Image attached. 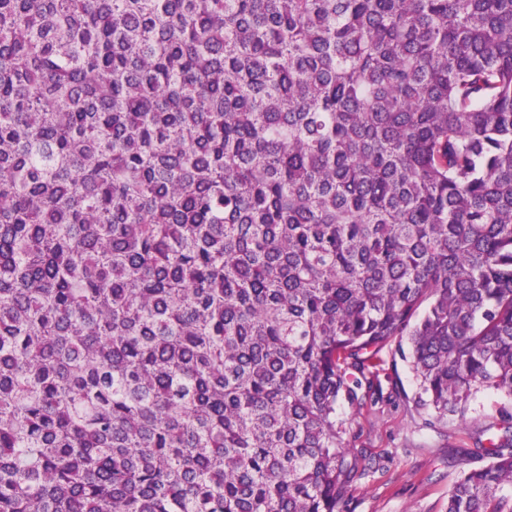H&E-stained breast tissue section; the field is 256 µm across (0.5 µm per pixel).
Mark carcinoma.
Returning <instances> with one entry per match:
<instances>
[{
    "label": "carcinoma",
    "instance_id": "1",
    "mask_svg": "<svg viewBox=\"0 0 512 512\" xmlns=\"http://www.w3.org/2000/svg\"><path fill=\"white\" fill-rule=\"evenodd\" d=\"M405 336L512 398V0H0V512H352Z\"/></svg>",
    "mask_w": 512,
    "mask_h": 512
}]
</instances>
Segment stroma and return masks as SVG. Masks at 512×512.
<instances>
[{"label":"stroma","mask_w":512,"mask_h":512,"mask_svg":"<svg viewBox=\"0 0 512 512\" xmlns=\"http://www.w3.org/2000/svg\"><path fill=\"white\" fill-rule=\"evenodd\" d=\"M380 357L382 399L360 409L345 403L337 408L352 448L369 467L352 488L354 512H445L457 478L487 463L474 452L481 430L498 424L501 409L512 400L485 389L465 417L440 419L418 404V382L396 345Z\"/></svg>","instance_id":"stroma-1"}]
</instances>
